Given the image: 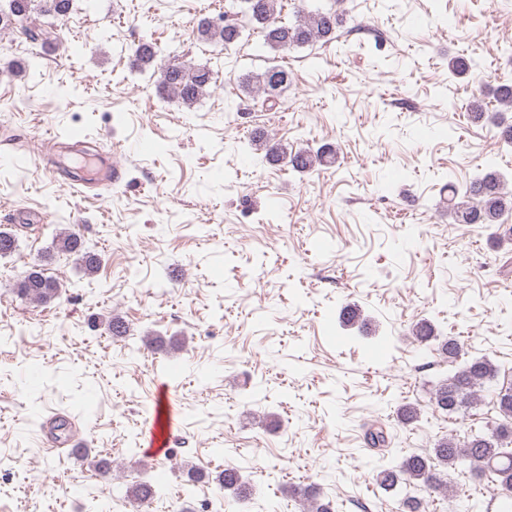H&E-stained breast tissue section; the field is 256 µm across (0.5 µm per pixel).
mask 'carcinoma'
<instances>
[{"instance_id": "cac0c4a2", "label": "carcinoma", "mask_w": 512, "mask_h": 512, "mask_svg": "<svg viewBox=\"0 0 512 512\" xmlns=\"http://www.w3.org/2000/svg\"><path fill=\"white\" fill-rule=\"evenodd\" d=\"M341 0H326V4L313 11L296 6L299 19L294 23L282 21L283 0H224V11L219 22L208 17L200 18L194 32L204 42H218L228 52L242 37L244 24L248 23L261 37V48L272 52L288 51L317 40L329 41L342 22L338 12ZM73 8V0H8V9H0V30L8 29L43 45H51L62 39L65 19ZM52 17L55 22H43L41 18ZM136 66L145 72L156 67L152 76L164 95L186 105L196 103L217 84L218 74L205 65H195L176 56L159 65H154L158 56L157 46L144 39L130 47ZM294 73L285 65H273L256 79L245 81L247 93L260 98L264 105L281 97V93L292 84ZM471 118L474 122H489L497 129L500 141L512 144V120L505 119L501 112L485 111L482 100L472 103ZM250 144L265 151L266 159L282 162L298 173H309L320 167L336 163V151L330 146L316 150L300 148L287 152L271 139L267 133L256 128L249 138ZM445 204L456 224H495L503 236L512 240V225L505 217L512 214V194L505 191L503 176L489 168L470 182L458 185L448 180ZM53 250L76 257L84 272L91 275L98 271L101 258L84 247L81 235L67 231L54 238ZM19 296L32 303H49L58 295L56 282L44 272L41 264L35 263L16 285ZM497 369L488 360L475 359L465 363L447 380L435 386L431 396L434 407L445 415L464 412L477 400V388L494 379ZM496 403L503 420L488 429V432L463 439L445 438L428 454H412L403 458L394 467H382L376 474V483L390 490L400 483H417L426 489L440 487L437 467L469 466L478 474L492 479L501 489L512 490V390L497 393ZM215 483L219 489L230 492L240 501L250 493L235 467L211 474L190 468L186 472L183 493L194 494L198 483ZM310 505V512H333L329 502H317L319 492L315 487L294 489ZM160 492L150 483H139L129 488L128 497L144 503L155 499Z\"/></svg>"}]
</instances>
